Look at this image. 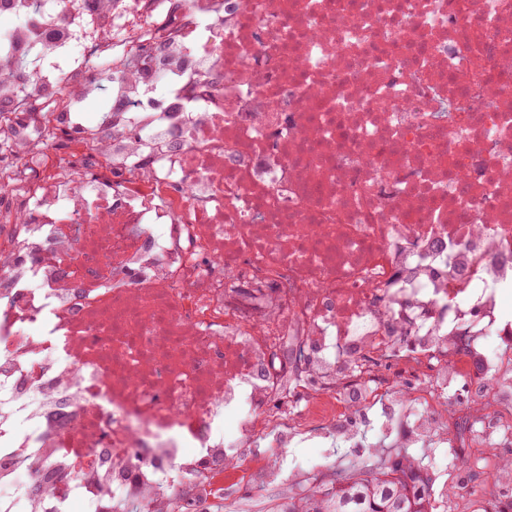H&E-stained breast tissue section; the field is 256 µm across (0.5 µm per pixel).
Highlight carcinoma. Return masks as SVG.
<instances>
[{"instance_id":"1","label":"carcinoma","mask_w":512,"mask_h":512,"mask_svg":"<svg viewBox=\"0 0 512 512\" xmlns=\"http://www.w3.org/2000/svg\"><path fill=\"white\" fill-rule=\"evenodd\" d=\"M433 479L404 456L377 472L355 469L301 498L288 499V512H438Z\"/></svg>"}]
</instances>
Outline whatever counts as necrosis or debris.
I'll use <instances>...</instances> for the list:
<instances>
[{
	"mask_svg": "<svg viewBox=\"0 0 512 512\" xmlns=\"http://www.w3.org/2000/svg\"><path fill=\"white\" fill-rule=\"evenodd\" d=\"M2 19L0 100L44 114L0 121V481L50 485L15 512L109 485L141 512H202L228 482L296 495L278 460L300 433L493 469L512 0H0ZM477 350L463 410L448 389ZM402 380L379 430L356 418ZM231 448L250 457L227 475Z\"/></svg>",
	"mask_w": 512,
	"mask_h": 512,
	"instance_id": "1",
	"label": "necrosis or debris"
}]
</instances>
